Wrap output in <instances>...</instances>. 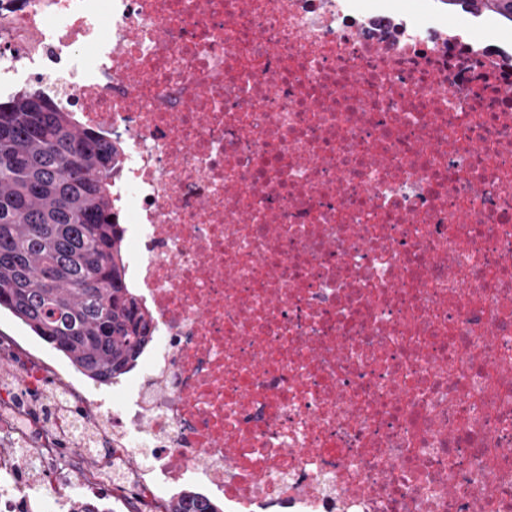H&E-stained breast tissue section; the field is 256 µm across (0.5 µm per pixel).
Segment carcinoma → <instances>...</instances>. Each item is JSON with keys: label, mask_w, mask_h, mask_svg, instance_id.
Returning a JSON list of instances; mask_svg holds the SVG:
<instances>
[{"label": "carcinoma", "mask_w": 512, "mask_h": 512, "mask_svg": "<svg viewBox=\"0 0 512 512\" xmlns=\"http://www.w3.org/2000/svg\"><path fill=\"white\" fill-rule=\"evenodd\" d=\"M512 23V0H440ZM119 149L40 89L0 101V308L88 379L110 385L150 341L112 211ZM165 512H223L201 494Z\"/></svg>", "instance_id": "obj_1"}]
</instances>
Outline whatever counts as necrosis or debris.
Segmentation results:
<instances>
[{"mask_svg": "<svg viewBox=\"0 0 512 512\" xmlns=\"http://www.w3.org/2000/svg\"><path fill=\"white\" fill-rule=\"evenodd\" d=\"M421 0H0V78L122 148L152 313L86 497L512 512V52ZM62 424L0 389V512H67ZM150 449L153 481L130 461ZM184 489L206 493L205 489L196 485L182 483L172 486L166 494V503L171 500L167 503L165 512H224V501L214 499L222 505L223 509H221L215 502L204 498L200 493L185 491L171 498Z\"/></svg>", "mask_w": 512, "mask_h": 512, "instance_id": "obj_1", "label": "necrosis or debris"}]
</instances>
